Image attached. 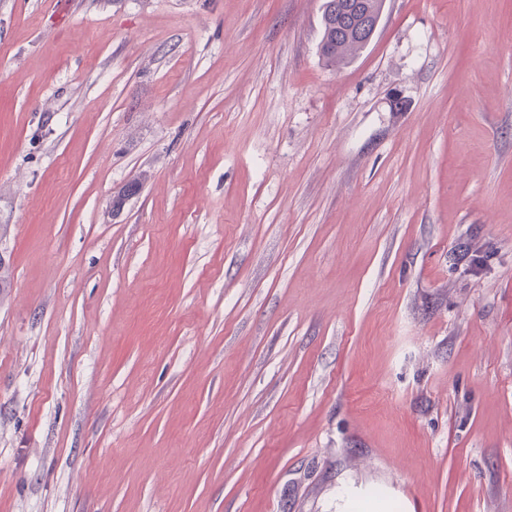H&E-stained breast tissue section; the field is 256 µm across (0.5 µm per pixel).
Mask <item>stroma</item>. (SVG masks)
<instances>
[{
    "mask_svg": "<svg viewBox=\"0 0 512 512\" xmlns=\"http://www.w3.org/2000/svg\"><path fill=\"white\" fill-rule=\"evenodd\" d=\"M322 4L0 0V512H512V0ZM382 4L383 0L324 1L320 44L328 64L336 66L365 48Z\"/></svg>",
    "mask_w": 512,
    "mask_h": 512,
    "instance_id": "stroma-1",
    "label": "stroma"
}]
</instances>
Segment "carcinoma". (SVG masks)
<instances>
[{
    "mask_svg": "<svg viewBox=\"0 0 512 512\" xmlns=\"http://www.w3.org/2000/svg\"><path fill=\"white\" fill-rule=\"evenodd\" d=\"M383 0H324L322 57L330 65L357 55L371 40Z\"/></svg>",
    "mask_w": 512,
    "mask_h": 512,
    "instance_id": "obj_1",
    "label": "carcinoma"
}]
</instances>
